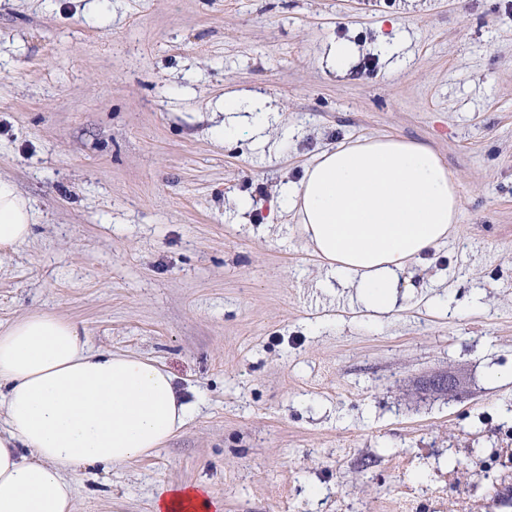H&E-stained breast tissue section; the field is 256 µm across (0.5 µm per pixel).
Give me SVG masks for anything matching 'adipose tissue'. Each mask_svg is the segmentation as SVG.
I'll return each mask as SVG.
<instances>
[{"label":"adipose tissue","mask_w":512,"mask_h":512,"mask_svg":"<svg viewBox=\"0 0 512 512\" xmlns=\"http://www.w3.org/2000/svg\"><path fill=\"white\" fill-rule=\"evenodd\" d=\"M284 203L328 276L375 315L401 307L408 271L447 241L460 210L437 154L393 137L322 151ZM32 230L29 201L0 178V253ZM0 413V512H72L74 475L151 455L190 410L164 367L92 350L79 324L35 311L0 329ZM219 510L201 483L167 485L153 501V512Z\"/></svg>","instance_id":"adipose-tissue-1"}]
</instances>
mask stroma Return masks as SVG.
Listing matches in <instances>:
<instances>
[{
  "mask_svg": "<svg viewBox=\"0 0 512 512\" xmlns=\"http://www.w3.org/2000/svg\"><path fill=\"white\" fill-rule=\"evenodd\" d=\"M228 94L276 120L218 135ZM363 136L429 146L460 196L381 319L325 287L280 206ZM0 176L35 215L0 256V328L77 321L191 406L151 456L77 474L74 512H152L170 482L224 512H396L415 491L512 512V0H0ZM448 374L462 397L432 388Z\"/></svg>",
  "mask_w": 512,
  "mask_h": 512,
  "instance_id": "35a3bbf8",
  "label": "stroma"
}]
</instances>
